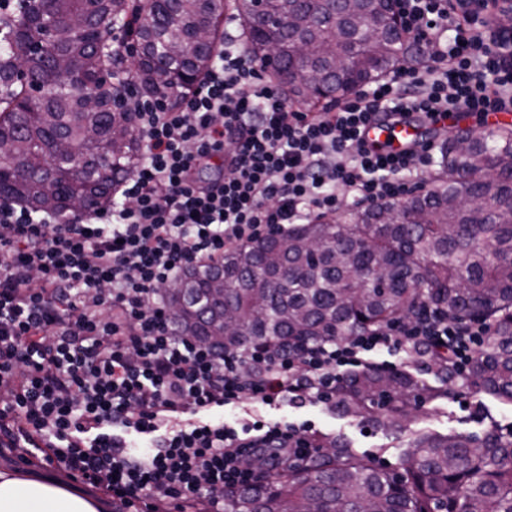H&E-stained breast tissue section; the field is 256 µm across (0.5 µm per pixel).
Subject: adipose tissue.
I'll return each mask as SVG.
<instances>
[{
  "instance_id": "obj_1",
  "label": "adipose tissue",
  "mask_w": 512,
  "mask_h": 512,
  "mask_svg": "<svg viewBox=\"0 0 512 512\" xmlns=\"http://www.w3.org/2000/svg\"><path fill=\"white\" fill-rule=\"evenodd\" d=\"M97 500L60 480L0 471V512H102Z\"/></svg>"
}]
</instances>
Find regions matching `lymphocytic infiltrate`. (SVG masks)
<instances>
[{"instance_id":"obj_1","label":"lymphocytic infiltrate","mask_w":512,"mask_h":512,"mask_svg":"<svg viewBox=\"0 0 512 512\" xmlns=\"http://www.w3.org/2000/svg\"><path fill=\"white\" fill-rule=\"evenodd\" d=\"M425 46L322 112L289 104L263 65L216 45L198 82L171 105L130 96L141 152L111 206L68 218L0 205V447L64 467L113 502L145 512H224V493L314 459L320 430L265 419L275 402L332 403L347 374L399 349L449 347L468 373L486 323L418 318L298 352L258 345L227 353L176 335L163 290L188 270L291 224L333 213L343 196L402 197L433 145L368 140L413 114L512 112V38L448 0H400ZM222 161L200 184L195 170Z\"/></svg>"}]
</instances>
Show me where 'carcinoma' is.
<instances>
[{
  "mask_svg": "<svg viewBox=\"0 0 512 512\" xmlns=\"http://www.w3.org/2000/svg\"><path fill=\"white\" fill-rule=\"evenodd\" d=\"M243 20L256 0H44L48 31L0 41V202L61 215L105 207L140 150L134 113L120 107L122 57L109 23L138 20L137 88L175 100L208 68L224 7ZM271 23L250 32L246 52L271 73L295 64L322 82L291 85L290 103L316 110L403 63L387 0H270ZM352 9L364 21L356 27ZM70 79L57 83L58 67ZM74 152L58 153L60 140ZM464 172L468 179H459ZM176 333L237 351L293 349L345 340L416 316L423 303L448 319L489 325L469 375L449 355L430 353L440 385L377 368L345 376L336 409L375 422L388 406L400 428L421 404L459 386L512 403V128L446 142L439 172L421 192L370 208H349L288 233H270L187 271L165 289ZM224 512H512V437L411 433L404 473L379 469L337 439L313 462L249 489L224 493Z\"/></svg>",
  "mask_w": 512,
  "mask_h": 512,
  "instance_id": "cac0c4a2",
  "label": "carcinoma"
}]
</instances>
